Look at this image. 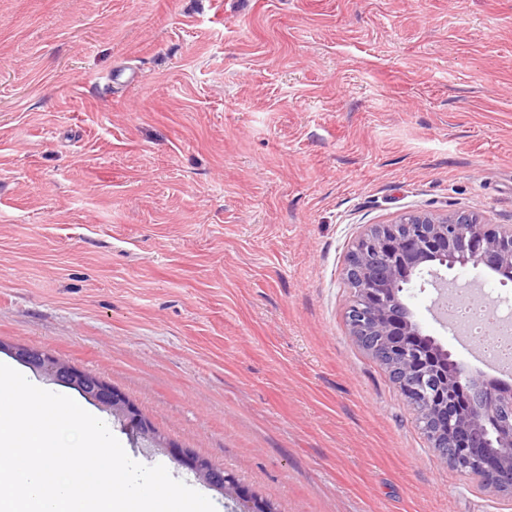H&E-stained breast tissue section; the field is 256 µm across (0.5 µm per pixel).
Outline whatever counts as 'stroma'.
I'll return each mask as SVG.
<instances>
[{
	"instance_id": "35a3bbf8",
	"label": "stroma",
	"mask_w": 512,
	"mask_h": 512,
	"mask_svg": "<svg viewBox=\"0 0 512 512\" xmlns=\"http://www.w3.org/2000/svg\"><path fill=\"white\" fill-rule=\"evenodd\" d=\"M409 210L512 225V0H0V340L277 512H512L346 322L356 239ZM435 296L403 293L423 335L502 381ZM0 351H7L24 366L55 384L79 390L89 401L105 408L120 419L124 427L130 429L137 437L163 448L178 465L195 474L198 480L234 497L241 507V512L273 510L267 502L258 499L224 469L213 467L209 462L180 445L157 438L154 428L140 408L101 377L71 366L35 348L0 342Z\"/></svg>"
}]
</instances>
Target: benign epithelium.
<instances>
[{"label":"benign epithelium","mask_w":512,"mask_h":512,"mask_svg":"<svg viewBox=\"0 0 512 512\" xmlns=\"http://www.w3.org/2000/svg\"><path fill=\"white\" fill-rule=\"evenodd\" d=\"M470 264L511 277L512 226L490 228L465 211H408L389 224L371 225L355 241L344 269L359 295L349 308V326L361 346L390 371L406 401L415 402L427 387L435 391L431 422L442 438L441 457L452 466L474 469L483 486L511 495L512 390L460 369L450 380L441 370L448 363L447 350L432 338L421 345L408 342L410 337L421 338V332L402 299L403 283L426 267ZM0 351L55 384L79 390L136 436L164 449L198 480L234 497L241 512H271L268 503L223 469L157 438L140 408L101 377L35 348L0 342ZM455 384L465 393L462 410L452 400Z\"/></svg>","instance_id":"obj_1"}]
</instances>
